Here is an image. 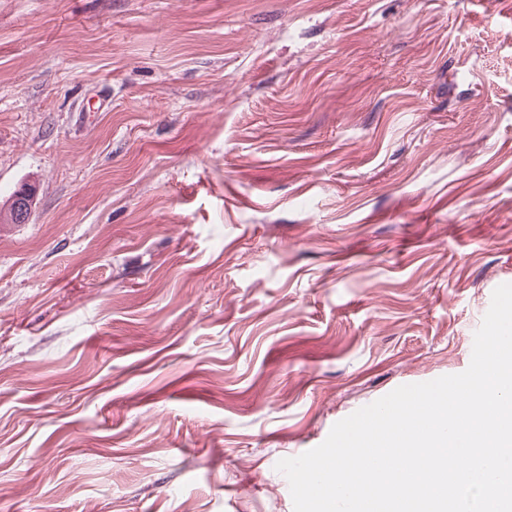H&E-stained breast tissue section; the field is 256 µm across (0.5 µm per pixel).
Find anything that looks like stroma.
<instances>
[{"mask_svg":"<svg viewBox=\"0 0 512 512\" xmlns=\"http://www.w3.org/2000/svg\"><path fill=\"white\" fill-rule=\"evenodd\" d=\"M25 183L0 512H293L276 463L512 284V0H0Z\"/></svg>","mask_w":512,"mask_h":512,"instance_id":"obj_1","label":"stroma"}]
</instances>
